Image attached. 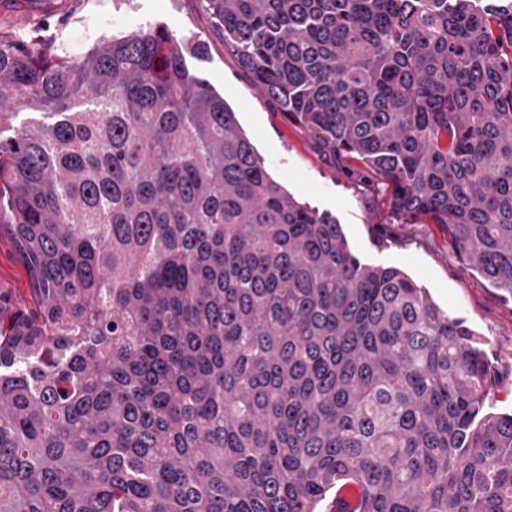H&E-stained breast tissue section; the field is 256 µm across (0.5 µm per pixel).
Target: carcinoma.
<instances>
[{"label":"carcinoma","instance_id":"cac0c4a2","mask_svg":"<svg viewBox=\"0 0 512 512\" xmlns=\"http://www.w3.org/2000/svg\"><path fill=\"white\" fill-rule=\"evenodd\" d=\"M255 87L512 298V0H205ZM0 512H512L481 335L268 172L157 25L0 34ZM0 287L13 288L19 301H27V275L5 226L0 238Z\"/></svg>","mask_w":512,"mask_h":512}]
</instances>
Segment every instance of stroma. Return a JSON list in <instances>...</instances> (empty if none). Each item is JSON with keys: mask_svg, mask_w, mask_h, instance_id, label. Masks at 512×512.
Wrapping results in <instances>:
<instances>
[{"mask_svg": "<svg viewBox=\"0 0 512 512\" xmlns=\"http://www.w3.org/2000/svg\"><path fill=\"white\" fill-rule=\"evenodd\" d=\"M164 25L193 53L189 68L236 113L269 173L299 201L332 214L364 264L395 267L451 317L483 335L500 382L488 409L512 412V301L461 263L435 224H396L388 193L354 160L332 165L316 141L271 106L224 46L203 0H0V32L59 56H83L102 37ZM0 287L26 301L28 279L9 233L0 234Z\"/></svg>", "mask_w": 512, "mask_h": 512, "instance_id": "stroma-1", "label": "stroma"}]
</instances>
